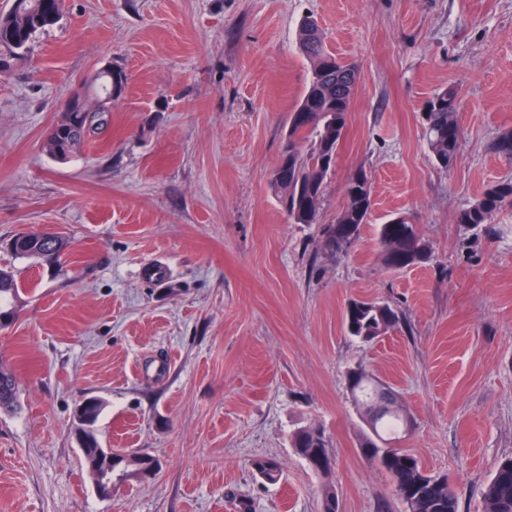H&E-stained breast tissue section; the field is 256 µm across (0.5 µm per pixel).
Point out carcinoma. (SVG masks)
Here are the masks:
<instances>
[{"label":"carcinoma","mask_w":512,"mask_h":512,"mask_svg":"<svg viewBox=\"0 0 512 512\" xmlns=\"http://www.w3.org/2000/svg\"><path fill=\"white\" fill-rule=\"evenodd\" d=\"M22 6L0 18V49L14 55L22 54L35 35L54 25L61 15V0H21ZM298 50L311 63L312 76L308 87L290 115L286 141L287 154L281 156L288 165L283 180L270 184L278 205L291 224H317L325 198L328 179L334 171L333 155L337 154L348 122L354 96L357 70L325 50L315 20L307 18L297 34ZM108 88L99 87L94 112H64L57 122L54 138L44 144L52 156L68 157L91 133L108 125L105 114L110 112L106 99ZM426 120L422 122L424 137L435 163L442 169H452L458 159L461 127L458 122L460 91L454 86L444 88L430 97ZM494 151L512 163V129L502 131L494 143ZM346 205L327 225L325 247L334 248L336 236L355 238L366 223L372 205V185L366 172L352 174L345 185ZM512 207V179L502 180L486 188L471 204L462 208L457 222L478 228L493 222L503 209ZM385 266L401 270L425 264L431 260L429 245L419 236L415 225L405 216H397L380 225L378 230ZM68 247V238L60 233H27L15 235L5 243V249L22 258L51 261L59 258ZM23 292L22 284L13 272L0 268V314L3 305L16 301ZM344 322L347 335L360 343H371L397 329L399 314L386 304L352 299L347 303ZM346 383L357 410L370 405L376 398L374 379L360 366L346 372ZM19 409L17 382L14 374L0 366V414ZM100 414L97 399H90L84 411L87 428L82 430V455L101 459L104 468L135 478L144 465L161 470L158 458L139 450L103 448L92 426ZM409 418L398 400L393 405H381L374 419L373 431L363 434L362 452L376 462L393 481L394 489L407 506V512H459L458 494L448 486V477L429 473L420 460L395 445L406 432ZM291 445L315 472L327 475L330 470L321 462L333 458L329 437L317 425L296 428ZM254 470L269 483L282 475L277 460L257 459ZM482 497L486 512H512V458L502 460L493 477L484 485Z\"/></svg>","instance_id":"cac0c4a2"}]
</instances>
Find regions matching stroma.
Masks as SVG:
<instances>
[{"instance_id":"1","label":"stroma","mask_w":512,"mask_h":512,"mask_svg":"<svg viewBox=\"0 0 512 512\" xmlns=\"http://www.w3.org/2000/svg\"><path fill=\"white\" fill-rule=\"evenodd\" d=\"M356 63L347 131L319 223H289L270 173L311 77L296 35ZM128 83L108 125L60 161L43 144L95 72ZM462 99L460 157L433 161L420 114L448 85ZM512 127V0H62L60 21L0 73V239L66 232L61 260L0 249L28 289L0 329L22 409L0 415V512H406L364 456L345 374L392 386L401 440L455 486L459 512L512 457V207L476 229L456 216L512 178L493 149ZM364 170L372 209L341 252L324 227ZM407 215L429 263L393 270L380 224ZM396 309L398 329L350 339L351 299ZM97 398L106 448L160 459L152 479L99 497L77 406ZM323 426L329 476L290 445ZM276 458L270 485L252 467Z\"/></svg>"}]
</instances>
